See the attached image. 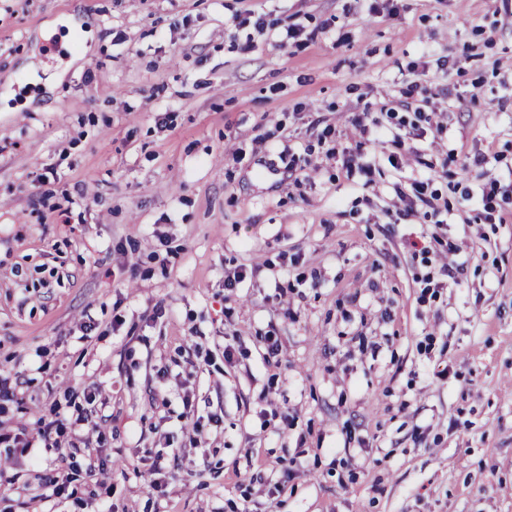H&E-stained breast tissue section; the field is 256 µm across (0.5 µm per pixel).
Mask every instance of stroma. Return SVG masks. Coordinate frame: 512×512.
I'll return each mask as SVG.
<instances>
[{"label": "stroma", "instance_id": "1", "mask_svg": "<svg viewBox=\"0 0 512 512\" xmlns=\"http://www.w3.org/2000/svg\"><path fill=\"white\" fill-rule=\"evenodd\" d=\"M394 4L0 0V512H512V0ZM33 433L24 440L22 448H58V441L53 436L61 433L64 423L60 419L46 422L38 420ZM37 445V446H36Z\"/></svg>", "mask_w": 512, "mask_h": 512}]
</instances>
